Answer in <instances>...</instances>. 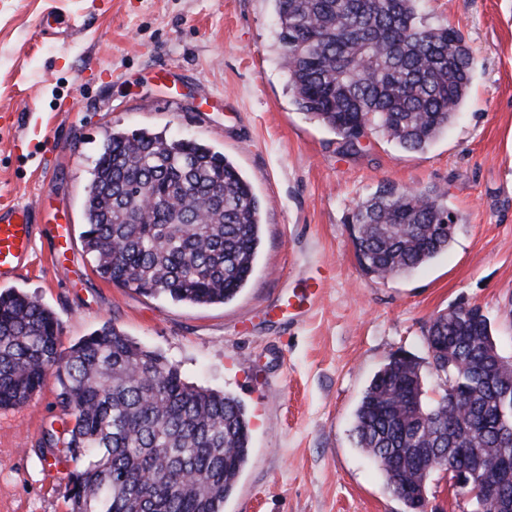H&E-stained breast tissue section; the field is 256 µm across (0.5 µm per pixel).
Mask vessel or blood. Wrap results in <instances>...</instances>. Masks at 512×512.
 I'll return each instance as SVG.
<instances>
[{"label":"vessel or blood","instance_id":"obj_1","mask_svg":"<svg viewBox=\"0 0 512 512\" xmlns=\"http://www.w3.org/2000/svg\"><path fill=\"white\" fill-rule=\"evenodd\" d=\"M71 33L80 32L81 26L74 16L57 9H47L40 20V34L49 35L56 29ZM34 206L13 202L0 208V279L11 276L13 271L29 257L32 245L42 228L36 224Z\"/></svg>","mask_w":512,"mask_h":512}]
</instances>
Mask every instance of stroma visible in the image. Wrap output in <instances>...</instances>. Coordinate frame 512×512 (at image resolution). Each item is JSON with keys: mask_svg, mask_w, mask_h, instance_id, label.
Listing matches in <instances>:
<instances>
[{"mask_svg": "<svg viewBox=\"0 0 512 512\" xmlns=\"http://www.w3.org/2000/svg\"><path fill=\"white\" fill-rule=\"evenodd\" d=\"M81 14L71 39L39 33L49 0H0V205L42 196L47 235L0 291L50 308L63 347L112 323L179 365L189 382L234 396L251 453L224 512H406L357 448L355 412L390 355H426L434 315L465 302L489 316L512 359V0H421L474 54L457 121L425 151L382 134L343 151L297 109L271 0H58ZM146 128L194 139L240 169L262 206L254 273L226 304L174 303L98 277L83 250V202L106 134ZM443 193L458 224L448 252L408 274L362 273L347 217L383 182ZM324 290L311 297L316 284ZM429 398L444 382L425 363ZM47 378L0 409V512H65L66 466L36 448L61 428Z\"/></svg>", "mask_w": 512, "mask_h": 512, "instance_id": "35a3bbf8", "label": "stroma"}]
</instances>
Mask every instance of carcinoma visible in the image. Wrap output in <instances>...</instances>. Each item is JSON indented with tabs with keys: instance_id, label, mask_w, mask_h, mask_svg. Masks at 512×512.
Masks as SVG:
<instances>
[{
	"instance_id": "cac0c4a2",
	"label": "carcinoma",
	"mask_w": 512,
	"mask_h": 512,
	"mask_svg": "<svg viewBox=\"0 0 512 512\" xmlns=\"http://www.w3.org/2000/svg\"><path fill=\"white\" fill-rule=\"evenodd\" d=\"M421 0H273L297 108L346 151L360 127L419 151L461 112L473 53L453 27L429 22ZM84 202V252L105 281L191 305L226 304L246 287L261 242V205L223 153L140 129L108 134ZM360 269L387 280L448 251L451 212L426 189L380 186L353 212ZM58 320L36 298L0 292V408L26 404L52 375L70 417L37 448L64 456L67 512H224L250 453V422L234 397L187 382L178 365L111 323L61 349ZM436 372L455 393L417 395L416 359L392 356L355 415L356 446L379 465L407 508L412 485L438 460L493 471L498 430L512 422V372L497 365L492 324L479 308L432 318Z\"/></svg>"
}]
</instances>
